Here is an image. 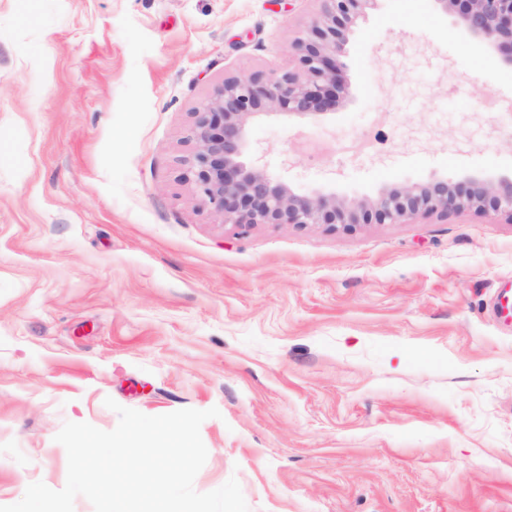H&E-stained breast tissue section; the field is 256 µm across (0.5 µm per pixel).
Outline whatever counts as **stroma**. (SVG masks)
I'll return each mask as SVG.
<instances>
[{"mask_svg":"<svg viewBox=\"0 0 512 512\" xmlns=\"http://www.w3.org/2000/svg\"><path fill=\"white\" fill-rule=\"evenodd\" d=\"M321 8L0 0V505L62 489L110 398L217 408L194 488L249 512H512V221L240 229L181 178L200 103L296 68ZM345 63L335 111L251 131L296 192L512 177V64L459 13L379 0Z\"/></svg>","mask_w":512,"mask_h":512,"instance_id":"obj_1","label":"stroma"}]
</instances>
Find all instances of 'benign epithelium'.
I'll list each match as a JSON object with an SVG mask.
<instances>
[{
  "mask_svg": "<svg viewBox=\"0 0 512 512\" xmlns=\"http://www.w3.org/2000/svg\"><path fill=\"white\" fill-rule=\"evenodd\" d=\"M308 31L294 39L298 68L276 75L230 76L194 112L183 178L199 205L224 223L327 225L350 231L360 224H398L438 213H506L512 218V180L432 178L386 187L374 197L295 192L249 158L251 126L271 115L308 118L336 108L349 95L343 58L358 21L379 0H321ZM459 8L468 33L512 63V0H435Z\"/></svg>",
  "mask_w": 512,
  "mask_h": 512,
  "instance_id": "benign-epithelium-1",
  "label": "benign epithelium"
}]
</instances>
